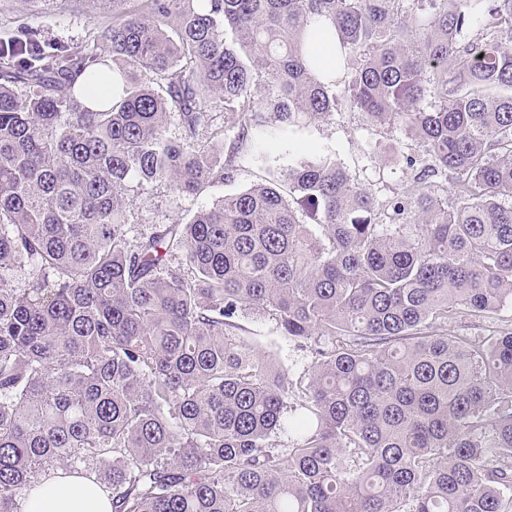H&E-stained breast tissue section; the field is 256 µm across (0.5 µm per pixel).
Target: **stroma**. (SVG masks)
I'll return each instance as SVG.
<instances>
[{"label": "stroma", "mask_w": 512, "mask_h": 512, "mask_svg": "<svg viewBox=\"0 0 512 512\" xmlns=\"http://www.w3.org/2000/svg\"><path fill=\"white\" fill-rule=\"evenodd\" d=\"M111 21L110 0H0V39L5 40L18 36L20 30L34 28L46 44L89 48L95 28ZM365 136L361 114L350 111L335 113L305 134L321 151L335 154L358 182L368 185L377 179L380 169L390 168L391 157L363 155L360 146ZM299 159V153L285 145L248 153L239 160L234 181L206 188L195 196L179 198L166 187L143 185L128 215V237L133 240L157 225L190 217L226 195L286 172ZM241 323L272 366L295 378L310 374V349L282 336L273 320L250 314Z\"/></svg>", "instance_id": "stroma-1"}]
</instances>
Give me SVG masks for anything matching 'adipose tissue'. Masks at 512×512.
<instances>
[{"label":"adipose tissue","instance_id":"1","mask_svg":"<svg viewBox=\"0 0 512 512\" xmlns=\"http://www.w3.org/2000/svg\"><path fill=\"white\" fill-rule=\"evenodd\" d=\"M20 512H112V499L88 479L62 473L48 488L22 496Z\"/></svg>","mask_w":512,"mask_h":512}]
</instances>
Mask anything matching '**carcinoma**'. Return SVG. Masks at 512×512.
Wrapping results in <instances>:
<instances>
[{"instance_id": "carcinoma-1", "label": "carcinoma", "mask_w": 512, "mask_h": 512, "mask_svg": "<svg viewBox=\"0 0 512 512\" xmlns=\"http://www.w3.org/2000/svg\"><path fill=\"white\" fill-rule=\"evenodd\" d=\"M0 60V512L59 470L112 512H512V327L448 333L512 306V0H112L93 48ZM344 108L415 142L396 187L319 155L129 240L130 183L196 195ZM240 323L249 331L245 336L272 366L289 372L295 379L303 377L307 381L313 361L310 348L282 336L268 317L250 314L241 317Z\"/></svg>"}]
</instances>
